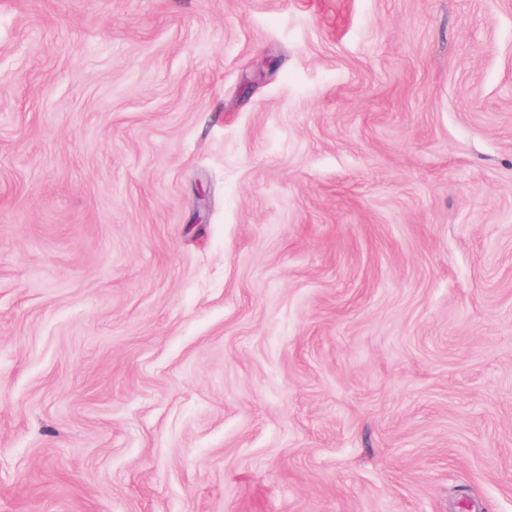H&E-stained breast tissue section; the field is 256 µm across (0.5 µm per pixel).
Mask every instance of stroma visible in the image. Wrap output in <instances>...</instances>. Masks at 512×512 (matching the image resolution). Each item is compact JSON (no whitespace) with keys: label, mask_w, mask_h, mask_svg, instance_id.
Here are the masks:
<instances>
[{"label":"stroma","mask_w":512,"mask_h":512,"mask_svg":"<svg viewBox=\"0 0 512 512\" xmlns=\"http://www.w3.org/2000/svg\"><path fill=\"white\" fill-rule=\"evenodd\" d=\"M0 512H512V0H0Z\"/></svg>","instance_id":"obj_1"}]
</instances>
